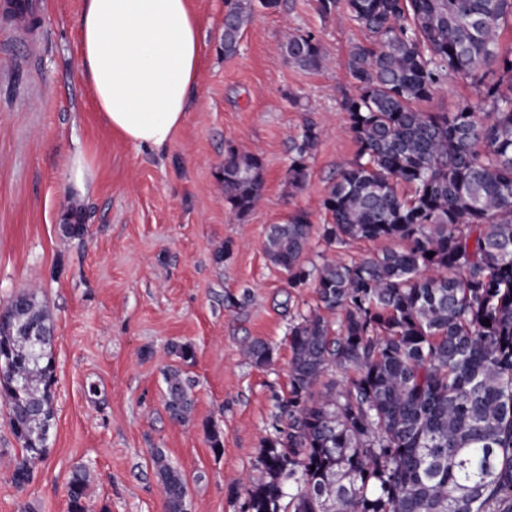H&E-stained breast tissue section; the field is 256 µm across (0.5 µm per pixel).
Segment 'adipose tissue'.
I'll return each mask as SVG.
<instances>
[{"label":"adipose tissue","mask_w":512,"mask_h":512,"mask_svg":"<svg viewBox=\"0 0 512 512\" xmlns=\"http://www.w3.org/2000/svg\"><path fill=\"white\" fill-rule=\"evenodd\" d=\"M200 17L189 0H83L79 66L104 124L166 147L197 84Z\"/></svg>","instance_id":"obj_1"}]
</instances>
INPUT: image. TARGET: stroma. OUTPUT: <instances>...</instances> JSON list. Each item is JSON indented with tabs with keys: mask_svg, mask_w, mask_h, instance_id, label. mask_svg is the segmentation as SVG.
I'll list each match as a JSON object with an SVG mask.
<instances>
[{
	"mask_svg": "<svg viewBox=\"0 0 512 512\" xmlns=\"http://www.w3.org/2000/svg\"><path fill=\"white\" fill-rule=\"evenodd\" d=\"M82 4L42 0L35 43L0 22V308L36 293L55 358L49 448L22 489L11 480L21 445L0 401V512H68L77 468L94 512H164L158 452L186 482L187 512H241L228 485L261 476L260 438L288 395V324L315 303L312 287H289L268 261L267 231L298 209L314 227L328 220L320 202L357 152L340 102L349 52L365 34L345 10L325 18L315 0H281L256 9L228 56L227 0H192L202 18L198 84L175 137L155 150L100 119L79 69ZM291 32L314 34L330 65L289 63L281 45ZM308 122L322 136L293 190L292 140ZM232 147L264 167L261 202L242 218L224 201ZM78 151L93 175L83 192L68 182ZM68 219L85 225L84 236L64 232ZM247 337L271 346V365L241 357ZM172 369L194 402L181 423L166 409Z\"/></svg>",
	"mask_w": 512,
	"mask_h": 512,
	"instance_id": "35a3bbf8",
	"label": "stroma"
}]
</instances>
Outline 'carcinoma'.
I'll return each mask as SVG.
<instances>
[{
  "instance_id": "cac0c4a2",
  "label": "carcinoma",
  "mask_w": 512,
  "mask_h": 512,
  "mask_svg": "<svg viewBox=\"0 0 512 512\" xmlns=\"http://www.w3.org/2000/svg\"><path fill=\"white\" fill-rule=\"evenodd\" d=\"M367 32L347 70L341 100L358 149L321 201L331 222L326 251L307 257L313 224L296 210L269 228L268 259L288 285L310 284L316 306L288 327V397L260 440L261 477L230 484L243 512H512V57L500 52L512 0H316L340 2ZM253 0L224 16V55H234ZM282 51L319 70V39L291 34ZM496 67L499 81L485 83ZM451 78L468 79L475 101L425 112ZM321 133L294 140L288 186L299 189ZM261 157L231 148L224 201L239 216L259 203ZM398 243L359 262L327 250L348 240ZM434 256H428V253ZM489 323L482 324V321ZM45 339L32 345L25 329ZM52 328L34 294L21 292L0 319V396L21 443L12 481L26 486L53 427ZM247 361L268 366L254 338ZM172 419L190 414L181 374H166ZM165 512H186L181 473L154 456ZM69 512H92L85 472L67 486Z\"/></svg>"
}]
</instances>
